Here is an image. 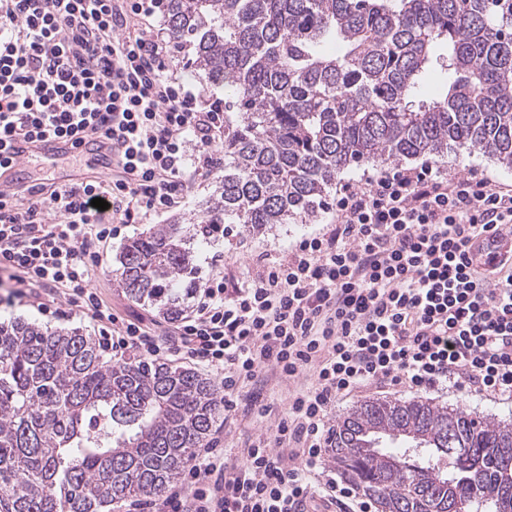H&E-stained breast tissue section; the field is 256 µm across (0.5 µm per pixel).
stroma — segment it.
Segmentation results:
<instances>
[{"label": "stroma", "instance_id": "obj_1", "mask_svg": "<svg viewBox=\"0 0 512 512\" xmlns=\"http://www.w3.org/2000/svg\"><path fill=\"white\" fill-rule=\"evenodd\" d=\"M439 163L453 174L473 171L492 177L501 183L512 184L511 168L504 167L478 153L454 149L449 151L448 155L441 157ZM185 179L188 186L185 203L167 212L152 215L143 223L123 227L119 236L112 239L104 248L102 263L91 282L92 288L96 289L119 316L131 320L143 319L145 324L155 325L160 331L169 326V319L159 314L156 309L129 299L117 286L116 274L120 268L119 253L122 245L129 238L140 232L156 229L176 220L180 221L185 235L191 239L189 247L193 262L198 268L199 278H207L212 271L217 270L242 282L252 278L262 254L284 252L303 235L322 231L331 219L330 214L319 209L294 224H271L259 233L237 224L229 235L206 240L195 235L194 226L200 222L206 202L214 192L215 177L204 169L190 167L186 170ZM6 295V287L0 286V322L2 323L24 320L48 331L77 328L90 337L97 334L94 321L82 314L80 308H69L64 298L54 299L46 295L39 301L33 299L10 305L5 301ZM44 303H51L60 308V315L43 313L40 306ZM424 398L440 406H460L498 420H512V398L494 399L470 392L452 391L428 392L425 393ZM215 427L221 448L224 449L228 459L233 460L239 456L238 448L243 438L266 432L268 424L256 418L230 421L220 419L217 420Z\"/></svg>", "mask_w": 512, "mask_h": 512}]
</instances>
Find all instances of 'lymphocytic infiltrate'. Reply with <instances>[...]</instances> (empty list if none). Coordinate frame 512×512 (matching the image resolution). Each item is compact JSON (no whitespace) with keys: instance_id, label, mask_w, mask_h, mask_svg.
<instances>
[{"instance_id":"1","label":"lymphocytic infiltrate","mask_w":512,"mask_h":512,"mask_svg":"<svg viewBox=\"0 0 512 512\" xmlns=\"http://www.w3.org/2000/svg\"><path fill=\"white\" fill-rule=\"evenodd\" d=\"M161 0H0V146L47 134L112 143V178L26 201L0 190V281L62 292L113 355L223 372L225 417L270 415V375L300 381L236 463L195 454L152 512H370L326 471L337 401L370 385L512 396V268H473L489 226L512 233V187L429 161L344 182L329 227L249 284L210 275L167 334L119 317L90 288L119 225L181 204L190 160L220 170L224 115L175 78ZM108 202L107 211L93 199Z\"/></svg>"}]
</instances>
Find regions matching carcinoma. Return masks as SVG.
Masks as SVG:
<instances>
[{
	"label": "carcinoma",
	"mask_w": 512,
	"mask_h": 512,
	"mask_svg": "<svg viewBox=\"0 0 512 512\" xmlns=\"http://www.w3.org/2000/svg\"><path fill=\"white\" fill-rule=\"evenodd\" d=\"M164 18L197 77L227 91L204 237L295 222L378 158L465 148L512 167V0H166ZM120 264L129 298L184 312L181 225L130 239ZM218 395L189 368L114 362L77 329L0 322V512H106L160 491L210 435ZM504 448L512 422L394 399L355 405L330 452L378 512H512Z\"/></svg>",
	"instance_id": "obj_1"
}]
</instances>
